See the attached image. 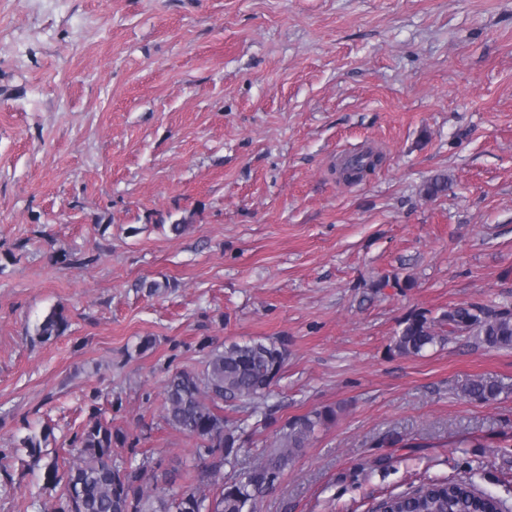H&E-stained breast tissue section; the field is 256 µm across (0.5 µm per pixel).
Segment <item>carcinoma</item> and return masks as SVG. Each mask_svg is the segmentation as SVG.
<instances>
[{"label":"carcinoma","instance_id":"obj_1","mask_svg":"<svg viewBox=\"0 0 512 512\" xmlns=\"http://www.w3.org/2000/svg\"><path fill=\"white\" fill-rule=\"evenodd\" d=\"M380 164V155L365 152L348 160L341 174L347 181L360 180ZM68 327L63 311L53 309L38 335L50 340L64 335ZM460 334L475 336L490 348H512V309L460 305L439 318L410 315L395 348L401 355L417 356ZM285 359L286 349L273 343H232L211 350L202 373L177 371L169 377L163 388L165 420L197 440L195 456L200 461L185 473L187 485L179 492L169 488V481L159 480L160 464L151 458L145 456L136 464L114 457V444L126 442V435L98 419L89 421L70 441V465L60 467L55 457L45 462L48 478L63 485L53 512H255L281 473L336 416L335 410L323 408L285 420L273 448L233 481H224V467L234 471L239 465L244 427L224 419L221 403L269 395ZM500 392L496 381L485 378L472 379L462 388L465 397L482 402ZM52 436L53 431L45 428L38 437L22 438L20 445L40 459L42 444ZM378 507L384 512H502L497 497L478 493L463 480L423 483L411 493L383 499Z\"/></svg>","mask_w":512,"mask_h":512}]
</instances>
